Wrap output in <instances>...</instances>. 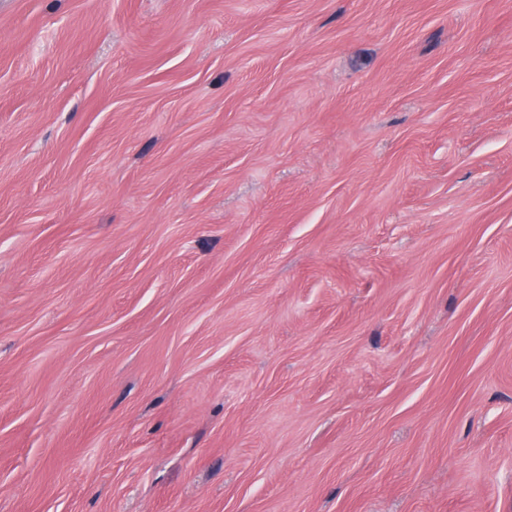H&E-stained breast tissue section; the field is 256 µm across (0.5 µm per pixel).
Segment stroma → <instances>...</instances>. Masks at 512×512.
<instances>
[{"label":"stroma","mask_w":512,"mask_h":512,"mask_svg":"<svg viewBox=\"0 0 512 512\" xmlns=\"http://www.w3.org/2000/svg\"><path fill=\"white\" fill-rule=\"evenodd\" d=\"M0 512H512V0H0Z\"/></svg>","instance_id":"stroma-1"}]
</instances>
